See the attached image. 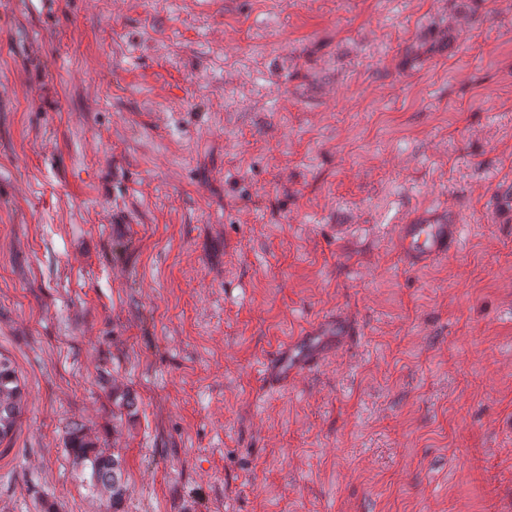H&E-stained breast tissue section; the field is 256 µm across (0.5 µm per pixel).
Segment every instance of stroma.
Masks as SVG:
<instances>
[{
	"mask_svg": "<svg viewBox=\"0 0 512 512\" xmlns=\"http://www.w3.org/2000/svg\"><path fill=\"white\" fill-rule=\"evenodd\" d=\"M0 353V512H512V0H0ZM438 215H424L397 225V250L408 266L427 267L447 257L456 247L460 235L459 224H447L446 218L438 219ZM336 324L317 321L306 327L301 336L272 349L267 355L262 382L267 386H280L294 380L322 356L334 339ZM21 388L15 369L0 354V441L13 433L20 413ZM68 448L74 460L89 470L91 487L106 500L113 512H119L126 493L119 457L106 454L78 428L71 431Z\"/></svg>",
	"mask_w": 512,
	"mask_h": 512,
	"instance_id": "35a3bbf8",
	"label": "stroma"
}]
</instances>
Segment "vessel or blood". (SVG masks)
I'll return each mask as SVG.
<instances>
[{
	"label": "vessel or blood",
	"instance_id": "vessel-or-blood-1",
	"mask_svg": "<svg viewBox=\"0 0 512 512\" xmlns=\"http://www.w3.org/2000/svg\"><path fill=\"white\" fill-rule=\"evenodd\" d=\"M460 227L430 214L397 225V250L408 266L423 268L447 257L458 243ZM334 339V325L317 321L306 327L301 336L272 349L262 370V381L280 386L294 380L317 362Z\"/></svg>",
	"mask_w": 512,
	"mask_h": 512
}]
</instances>
